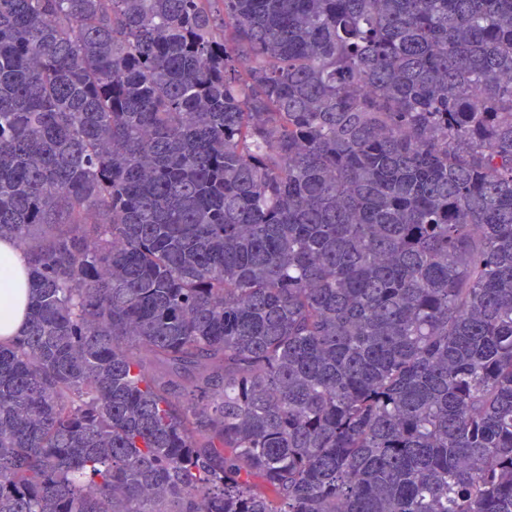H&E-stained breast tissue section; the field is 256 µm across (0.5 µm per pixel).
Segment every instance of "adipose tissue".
<instances>
[{"label": "adipose tissue", "mask_w": 512, "mask_h": 512, "mask_svg": "<svg viewBox=\"0 0 512 512\" xmlns=\"http://www.w3.org/2000/svg\"><path fill=\"white\" fill-rule=\"evenodd\" d=\"M0 269L11 275L7 288L0 290V341L22 335L26 325V306L30 294L28 260L10 242H0Z\"/></svg>", "instance_id": "ef3b65f1"}]
</instances>
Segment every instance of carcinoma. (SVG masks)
I'll return each instance as SVG.
<instances>
[{
    "label": "carcinoma",
    "mask_w": 512,
    "mask_h": 512,
    "mask_svg": "<svg viewBox=\"0 0 512 512\" xmlns=\"http://www.w3.org/2000/svg\"><path fill=\"white\" fill-rule=\"evenodd\" d=\"M0 512H512V0H0ZM0 269L11 275V288L0 291V341L7 342L23 334L26 325V306L30 294L28 260L10 242H0Z\"/></svg>",
    "instance_id": "obj_1"
}]
</instances>
